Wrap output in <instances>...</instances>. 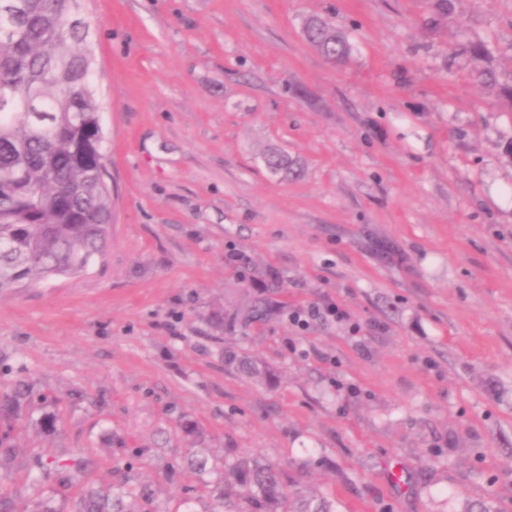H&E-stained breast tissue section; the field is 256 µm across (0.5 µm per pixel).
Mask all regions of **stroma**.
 I'll list each match as a JSON object with an SVG mask.
<instances>
[{
	"label": "stroma",
	"instance_id": "obj_1",
	"mask_svg": "<svg viewBox=\"0 0 512 512\" xmlns=\"http://www.w3.org/2000/svg\"><path fill=\"white\" fill-rule=\"evenodd\" d=\"M453 2L88 0L110 242L0 295V393L30 387L0 490L30 512L40 463L83 455L107 485L140 449L158 512H210L191 419L215 479L233 448L337 512H512V103L462 52L512 87V0ZM312 16L347 63L308 45ZM272 148L302 176L266 170ZM249 267L280 278L278 311L216 340ZM328 302L346 319L288 318ZM303 34L307 43L329 61L344 63L350 56L351 46L344 32L322 18L308 19Z\"/></svg>",
	"mask_w": 512,
	"mask_h": 512
}]
</instances>
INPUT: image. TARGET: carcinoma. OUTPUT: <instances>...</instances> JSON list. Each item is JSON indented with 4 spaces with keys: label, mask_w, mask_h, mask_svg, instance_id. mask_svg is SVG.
<instances>
[{
    "label": "carcinoma",
    "mask_w": 512,
    "mask_h": 512,
    "mask_svg": "<svg viewBox=\"0 0 512 512\" xmlns=\"http://www.w3.org/2000/svg\"><path fill=\"white\" fill-rule=\"evenodd\" d=\"M85 0H0V292L83 274L104 254L112 224V192L103 177L106 154L101 103L95 82L93 30L83 17ZM307 43L334 63H344L351 46L344 32L322 18L303 27ZM274 174L295 176L298 165L270 150L262 157ZM280 291L270 273L266 295L248 298L217 315L214 328L267 317ZM28 386L0 394V420L25 421ZM188 467L207 473L209 458L189 449ZM63 486L87 478V460L48 463ZM217 512H336L324 496L290 501L280 466L257 457H224V475L212 487ZM153 501L150 486L88 490L75 506L46 502L38 512H136V502Z\"/></svg>",
    "instance_id": "1"
}]
</instances>
